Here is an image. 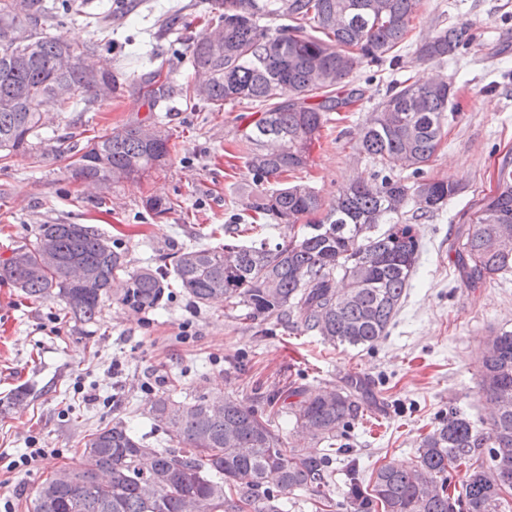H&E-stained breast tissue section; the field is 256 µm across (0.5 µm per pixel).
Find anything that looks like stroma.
<instances>
[{
    "instance_id": "obj_1",
    "label": "stroma",
    "mask_w": 512,
    "mask_h": 512,
    "mask_svg": "<svg viewBox=\"0 0 512 512\" xmlns=\"http://www.w3.org/2000/svg\"><path fill=\"white\" fill-rule=\"evenodd\" d=\"M211 7L212 0H74L70 15L51 17L47 33L98 41V68L123 85L85 112L47 109L39 162L15 156L0 170V261L33 240L42 224L98 229L133 270L163 264L186 247L223 245L226 231L252 223L257 188L241 133L255 106L215 111L183 93L193 76L187 47ZM448 25L465 27L468 45L444 63L416 61V46ZM158 70L169 75L170 89L151 104L139 84ZM440 75L454 85L458 108L423 177L457 182L461 191L433 215L405 213L423 244L419 266L388 336L373 347L326 343L294 315L252 321L220 301L198 306L178 288L140 313L106 300L95 324L77 326L62 303L29 299L0 280V500L10 501L12 512H28L41 483L77 466L86 436L115 419L155 447L166 446L142 410L174 385L184 395L214 401L230 395L250 406L259 389L289 383L310 395L360 376L370 395L351 434L368 472L414 460L421 435L448 405L475 423L488 422L479 357L493 330H512V272L469 287L454 243L476 203L495 192L502 158L512 155V0H421L400 61L354 71L363 99L329 113L296 176L326 207L347 183L372 180L378 166L361 151L359 134L388 85ZM156 120L176 144L163 167L104 194L72 176L70 158L88 139ZM152 195L168 198L172 210L148 211ZM21 388L28 396L15 399ZM33 446L54 454L25 472L9 471Z\"/></svg>"
}]
</instances>
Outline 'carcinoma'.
<instances>
[{
	"label": "carcinoma",
	"mask_w": 512,
	"mask_h": 512,
	"mask_svg": "<svg viewBox=\"0 0 512 512\" xmlns=\"http://www.w3.org/2000/svg\"><path fill=\"white\" fill-rule=\"evenodd\" d=\"M13 0H0V162L35 153L43 128L39 111L55 99V86L73 85L63 112L89 108L105 100L97 81L81 70L94 45L73 43L44 33L51 7L28 0L32 15L28 38L15 42L17 17ZM420 0H214L218 35L205 30L188 47L194 81L186 96L216 109L243 101L262 107L242 139L246 164L263 190L250 208L288 225V234L270 245L267 239L244 244L232 237L224 247H190L174 256L172 266L141 267L125 272L120 294L135 312L156 308L176 282L195 304L222 297L249 320L296 313L305 330L325 341L371 347L388 336L422 252L413 225L402 221L408 203L420 215L433 214L460 192L458 184L440 179L407 183L401 171L417 178L437 151L449 114L454 87L444 78L431 87L395 82L364 128L360 148L385 174L372 182L344 186L324 219L296 223L321 208L306 184L280 183L285 173L306 168L312 144L338 112L361 100L363 89L348 82L363 63L400 60L399 50ZM286 17L288 26L271 29L267 21ZM465 44V30L450 25L422 41L418 60L443 63ZM69 51L74 69L60 73L57 56ZM154 72L142 81L149 101L164 97L166 85ZM287 86L294 97L283 100ZM151 141L139 126L123 125L87 141L73 154L70 168L84 181L113 183L140 176L169 157L170 132L160 126ZM497 192L483 198L469 218L459 244V268L476 286L512 271V251L496 246L500 229H512V158L497 171ZM388 229L376 231L377 225ZM49 240L55 261L48 262L41 243ZM240 249L236 266L224 265V249ZM77 258L96 273L93 287L69 277ZM124 272L110 239L84 224H41L35 239L13 249L0 264V279L35 300L64 303L74 324L97 321L111 285ZM347 280L339 293L336 275ZM482 390L496 405L488 427L479 428L457 408L441 414L422 437L417 455L402 467L383 464L364 477L357 459L346 470L349 512H512V331L493 335L481 359ZM365 387L353 379L343 388H324L310 398L291 386L246 407L224 398V414H209V401L198 395L177 400L168 390L145 411L152 428L171 448H157L133 433L120 419L90 434L71 479L50 504L32 512H285L288 500L304 493L329 507L335 485L334 457L351 455L347 428L357 417ZM299 401L291 402L289 398ZM289 413L301 432H315L323 444L312 453L301 440L279 434L274 417ZM149 453H144V450ZM169 475L160 490L149 481ZM463 477L454 480V476Z\"/></svg>",
	"instance_id": "1"
}]
</instances>
